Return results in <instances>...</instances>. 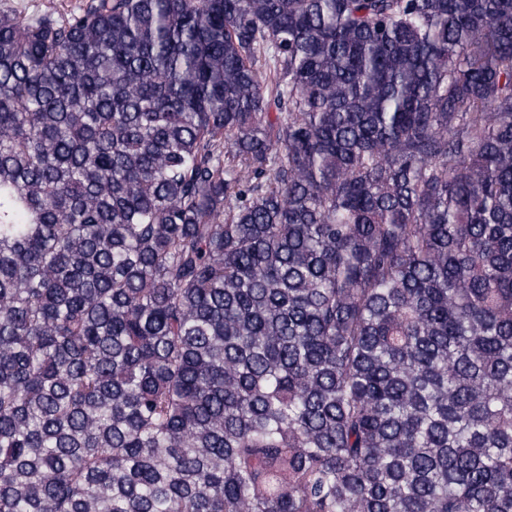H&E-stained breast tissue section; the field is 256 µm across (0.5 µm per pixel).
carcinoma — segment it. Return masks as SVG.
I'll list each match as a JSON object with an SVG mask.
<instances>
[{"mask_svg":"<svg viewBox=\"0 0 512 512\" xmlns=\"http://www.w3.org/2000/svg\"><path fill=\"white\" fill-rule=\"evenodd\" d=\"M0 512H512V0L0 12Z\"/></svg>","mask_w":512,"mask_h":512,"instance_id":"1","label":"carcinoma"}]
</instances>
